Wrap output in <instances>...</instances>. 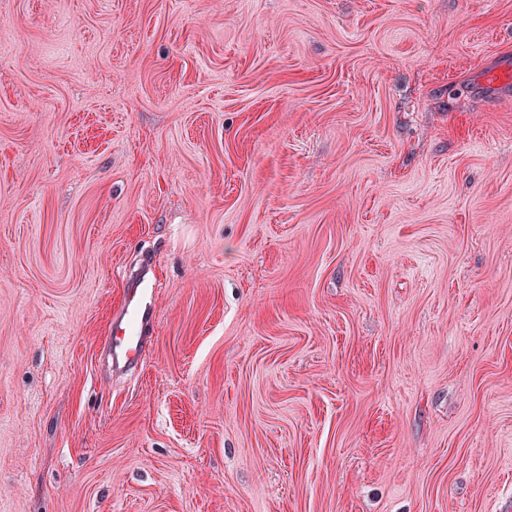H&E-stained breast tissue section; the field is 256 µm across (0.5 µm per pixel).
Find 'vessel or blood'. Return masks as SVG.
Masks as SVG:
<instances>
[{
	"label": "vessel or blood",
	"instance_id": "obj_1",
	"mask_svg": "<svg viewBox=\"0 0 512 512\" xmlns=\"http://www.w3.org/2000/svg\"><path fill=\"white\" fill-rule=\"evenodd\" d=\"M148 269L131 272L121 305L114 312L106 338L112 369L124 373L139 365L148 344L146 328L154 316V302L147 291Z\"/></svg>",
	"mask_w": 512,
	"mask_h": 512
}]
</instances>
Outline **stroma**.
Wrapping results in <instances>:
<instances>
[{
    "mask_svg": "<svg viewBox=\"0 0 512 512\" xmlns=\"http://www.w3.org/2000/svg\"><path fill=\"white\" fill-rule=\"evenodd\" d=\"M0 512H512V0H0ZM149 268L131 272L121 305L113 313L106 338L112 370L124 373L136 369L148 344L146 328L154 316L153 292L148 294Z\"/></svg>",
    "mask_w": 512,
    "mask_h": 512,
    "instance_id": "35a3bbf8",
    "label": "stroma"
}]
</instances>
